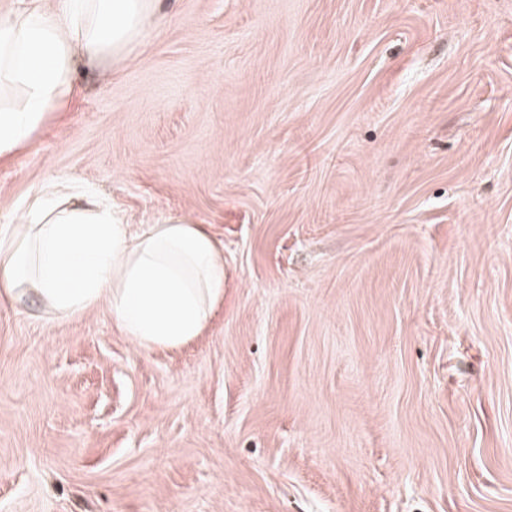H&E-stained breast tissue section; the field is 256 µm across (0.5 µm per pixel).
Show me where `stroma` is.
<instances>
[{"mask_svg": "<svg viewBox=\"0 0 512 512\" xmlns=\"http://www.w3.org/2000/svg\"><path fill=\"white\" fill-rule=\"evenodd\" d=\"M224 242L203 334L0 303V512H512V0H159L0 161Z\"/></svg>", "mask_w": 512, "mask_h": 512, "instance_id": "1", "label": "stroma"}]
</instances>
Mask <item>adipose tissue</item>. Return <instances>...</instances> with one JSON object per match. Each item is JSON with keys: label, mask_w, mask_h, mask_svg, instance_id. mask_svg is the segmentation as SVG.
I'll return each mask as SVG.
<instances>
[{"label": "adipose tissue", "mask_w": 512, "mask_h": 512, "mask_svg": "<svg viewBox=\"0 0 512 512\" xmlns=\"http://www.w3.org/2000/svg\"><path fill=\"white\" fill-rule=\"evenodd\" d=\"M157 0H27L0 16V156L22 148L61 108L80 67L128 53ZM224 245L183 218L123 223L94 194L61 187L34 196L0 228V301H37L52 319L106 306L145 350L200 336L224 298Z\"/></svg>", "instance_id": "adipose-tissue-1"}]
</instances>
